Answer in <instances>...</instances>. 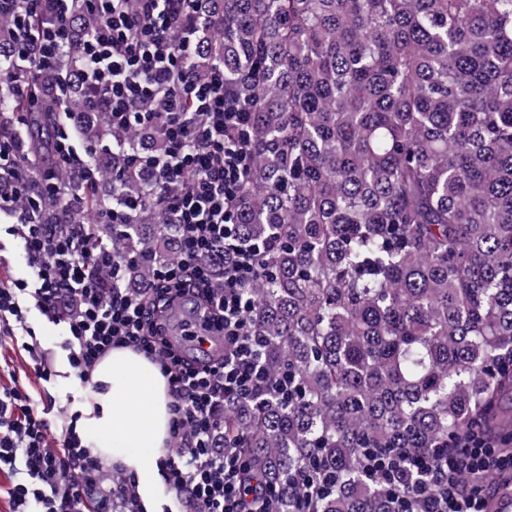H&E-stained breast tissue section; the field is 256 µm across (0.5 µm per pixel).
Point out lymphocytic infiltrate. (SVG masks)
I'll return each instance as SVG.
<instances>
[{
	"label": "lymphocytic infiltrate",
	"mask_w": 512,
	"mask_h": 512,
	"mask_svg": "<svg viewBox=\"0 0 512 512\" xmlns=\"http://www.w3.org/2000/svg\"><path fill=\"white\" fill-rule=\"evenodd\" d=\"M85 9L98 22L71 72L60 74L61 53ZM33 12L43 18L35 32L27 25ZM3 16L13 25L8 58L55 79L57 96L80 84L85 112L100 113L112 136L163 124L162 154L141 152L134 143L127 149L142 164L147 184L176 191L159 200L174 229V259L154 257L146 287H122V263L95 228L130 223L141 200L104 206L82 224H44L16 206L20 195L36 200L47 189L61 207H70L78 198L74 182L97 173V148L74 135L85 112L66 113L51 168L27 154L26 128L16 121L12 137L0 140V172L18 179L0 187V215L13 219L6 232L30 276L0 283V342L19 343L41 379L51 380V353L27 323L32 307L61 328L69 364L82 383L90 382L97 362L115 346L154 360L171 399L172 451L161 468L165 492L186 512H271L273 491L251 501L241 480L245 459L213 441L225 396L275 391L280 384L259 362L261 338L249 319L261 251L242 243L236 227L250 151L243 135L248 112L225 83L223 64L206 70L193 65V36L206 22L201 0H0ZM226 250L234 259L216 288L211 260ZM192 325L207 338H220L222 350L197 357L185 333ZM50 429L26 388L0 386V471L13 476L0 493L10 512H143L135 489L114 485L76 422L65 426L56 448L47 442ZM485 455V449L472 448L435 461L425 452L412 458L372 448L364 463L389 490L394 512H483L481 482L492 466ZM409 465L427 471L430 482L402 493L397 482Z\"/></svg>",
	"instance_id": "f902f5d3"
}]
</instances>
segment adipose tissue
I'll return each mask as SVG.
<instances>
[{
    "label": "adipose tissue",
    "mask_w": 512,
    "mask_h": 512,
    "mask_svg": "<svg viewBox=\"0 0 512 512\" xmlns=\"http://www.w3.org/2000/svg\"><path fill=\"white\" fill-rule=\"evenodd\" d=\"M92 382L84 436L131 477L144 512H154L168 440L166 381L149 359L115 347L95 366Z\"/></svg>",
    "instance_id": "ef3b65f1"
}]
</instances>
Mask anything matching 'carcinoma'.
<instances>
[{"label": "carcinoma", "instance_id": "1", "mask_svg": "<svg viewBox=\"0 0 512 512\" xmlns=\"http://www.w3.org/2000/svg\"><path fill=\"white\" fill-rule=\"evenodd\" d=\"M203 65L247 100L243 243L262 258L251 321L288 399L224 401L221 447L277 484L276 512H302L291 481L318 463L335 480L310 512H393L363 469L366 448L447 453L497 440L512 456V0H202ZM29 84V95L14 87ZM84 109L0 50V138L18 117L58 130ZM88 113L79 136L104 139ZM112 149L66 223L144 193ZM97 234L126 266L173 255L152 203Z\"/></svg>", "mask_w": 512, "mask_h": 512}]
</instances>
